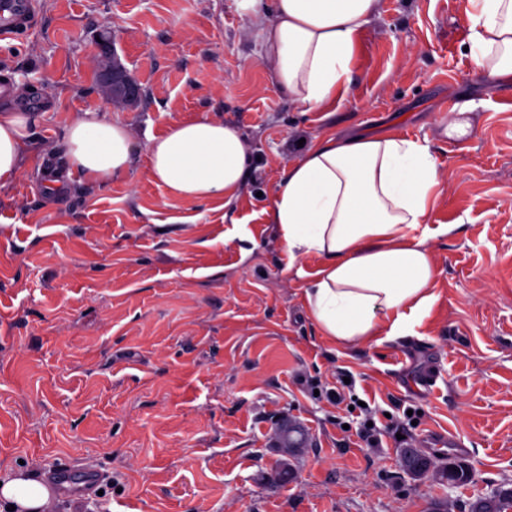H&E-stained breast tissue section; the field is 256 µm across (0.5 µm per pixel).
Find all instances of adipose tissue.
Instances as JSON below:
<instances>
[{
	"mask_svg": "<svg viewBox=\"0 0 512 512\" xmlns=\"http://www.w3.org/2000/svg\"><path fill=\"white\" fill-rule=\"evenodd\" d=\"M381 0H274L254 11L271 83L305 112L342 104L364 28ZM469 56L490 83L512 79V0H466ZM41 113L0 103V189L12 185L32 149ZM65 144L62 166L45 170L46 189L101 186L136 158L130 129L108 113H76L61 140L45 139L41 160ZM148 179L168 198L219 201L231 210L252 164V147L219 117L175 120L147 145ZM446 185L429 146L393 128L315 136L289 159L263 209L284 243V269L303 278L306 314L331 344L404 336L428 317L439 275L431 241L453 232L430 221ZM312 271H305L306 261ZM49 489L35 479L0 480V503L38 512Z\"/></svg>",
	"mask_w": 512,
	"mask_h": 512,
	"instance_id": "adipose-tissue-1",
	"label": "adipose tissue"
}]
</instances>
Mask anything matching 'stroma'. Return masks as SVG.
Returning a JSON list of instances; mask_svg holds the SVG:
<instances>
[{"label": "stroma", "instance_id": "1", "mask_svg": "<svg viewBox=\"0 0 512 512\" xmlns=\"http://www.w3.org/2000/svg\"><path fill=\"white\" fill-rule=\"evenodd\" d=\"M463 7L381 0L351 95L324 114L272 86L247 0H38L35 26L0 45V81L44 115L34 143L89 108L142 144L210 115L256 160L230 222L167 198L144 152L100 187L50 199L28 163L0 190V477L85 459L110 475L105 505L62 495L51 512H468L512 488V84L474 70ZM104 31L146 92L137 103L99 81ZM460 114L468 135L446 137ZM391 122L448 178L431 217L455 227L431 242L439 298L414 334L338 347L308 320L262 210L299 140ZM344 379L381 447L330 400ZM285 421L307 434L292 455ZM436 429L464 439L474 483L402 470V450ZM353 404L354 410H350L349 406ZM358 408L360 411H363L365 413V419L363 421V424L361 425L360 431H359V437L366 443L367 447L369 448H378L381 444V429L378 428L372 412L368 411L366 407H362L358 405V400L353 398L352 396L349 397V402L346 403V410L348 412H353ZM372 422L373 426L368 427L367 423Z\"/></svg>", "mask_w": 512, "mask_h": 512}]
</instances>
